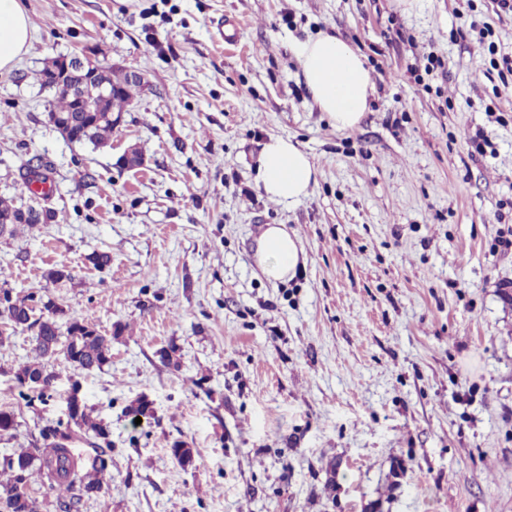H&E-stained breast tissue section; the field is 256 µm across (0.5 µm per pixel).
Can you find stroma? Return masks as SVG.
Returning a JSON list of instances; mask_svg holds the SVG:
<instances>
[{
	"mask_svg": "<svg viewBox=\"0 0 512 512\" xmlns=\"http://www.w3.org/2000/svg\"><path fill=\"white\" fill-rule=\"evenodd\" d=\"M20 3L34 34L0 73V197L29 202L24 174L41 161L54 218L0 238V282L62 298L112 345L102 369L60 359L49 391L22 394L11 370L34 333L1 341L0 410L15 427L0 432V457L42 447L44 425L73 428L75 396L112 440L105 488L83 512H512V11ZM230 21L234 46L216 38ZM321 32L371 74L351 131L318 109L293 52ZM85 48L147 81L99 149L59 135L36 80L49 57ZM273 136L316 169L292 206L255 180ZM131 145L145 166L118 168ZM269 224L304 247L294 279L269 282L252 259ZM102 251L112 264L100 270L89 257ZM60 266L73 285L47 287Z\"/></svg>",
	"mask_w": 512,
	"mask_h": 512,
	"instance_id": "1",
	"label": "stroma"
}]
</instances>
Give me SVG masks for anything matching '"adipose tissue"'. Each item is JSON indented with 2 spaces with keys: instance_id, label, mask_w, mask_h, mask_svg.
<instances>
[{
  "instance_id": "ef3b65f1",
  "label": "adipose tissue",
  "mask_w": 512,
  "mask_h": 512,
  "mask_svg": "<svg viewBox=\"0 0 512 512\" xmlns=\"http://www.w3.org/2000/svg\"><path fill=\"white\" fill-rule=\"evenodd\" d=\"M33 37L30 19L19 0H0V72L13 69ZM304 80L314 102L339 129L356 127L368 108L370 73L361 55L333 33H322L295 48ZM257 180L268 199L294 204L307 198L315 168L291 138L273 136L258 159ZM254 259L269 281L292 278L305 263L297 236L281 224H269L256 240Z\"/></svg>"
}]
</instances>
